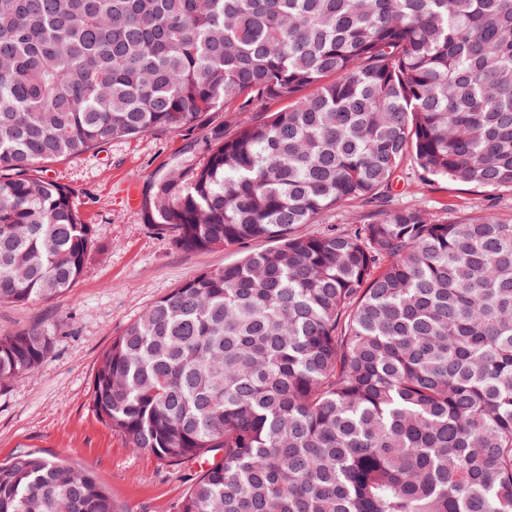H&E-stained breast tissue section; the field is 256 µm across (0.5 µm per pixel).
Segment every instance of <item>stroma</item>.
I'll return each mask as SVG.
<instances>
[{
	"mask_svg": "<svg viewBox=\"0 0 512 512\" xmlns=\"http://www.w3.org/2000/svg\"><path fill=\"white\" fill-rule=\"evenodd\" d=\"M201 132L148 133L115 140L44 174L73 189L94 247L79 281L58 298L0 304V330L36 324L54 333L50 356L29 378L0 389V464L26 452L62 456L90 470L120 512H177L202 470L199 461L168 466L129 448L94 412L90 391L102 352L129 323L184 281L267 248L264 240L208 252H182L126 202V187L146 192L175 167L203 162ZM395 208L420 207L455 222L484 213L512 218V191L451 181H420L405 161L390 190Z\"/></svg>",
	"mask_w": 512,
	"mask_h": 512,
	"instance_id": "obj_1",
	"label": "stroma"
}]
</instances>
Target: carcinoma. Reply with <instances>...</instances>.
Wrapping results in <instances>:
<instances>
[{
    "instance_id": "carcinoma-1",
    "label": "carcinoma",
    "mask_w": 512,
    "mask_h": 512,
    "mask_svg": "<svg viewBox=\"0 0 512 512\" xmlns=\"http://www.w3.org/2000/svg\"><path fill=\"white\" fill-rule=\"evenodd\" d=\"M222 110L257 116L229 134ZM195 129L206 160L144 221L274 246L154 302L91 387L129 447L205 463L177 512H512V222L383 204L408 157L512 189V0H0V303L69 290L93 246L45 163ZM349 200L372 219L297 232ZM53 336L0 334V387ZM0 512L120 510L28 453Z\"/></svg>"
}]
</instances>
